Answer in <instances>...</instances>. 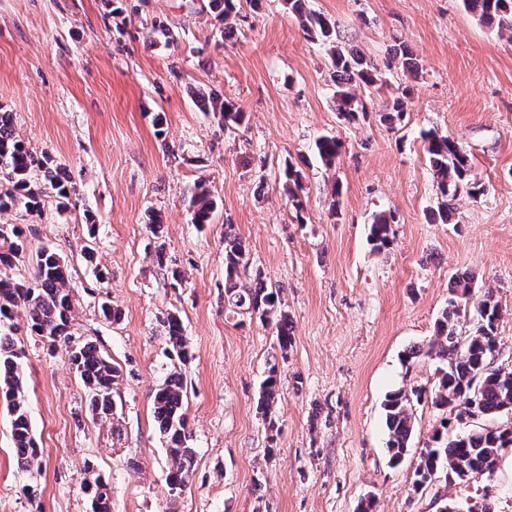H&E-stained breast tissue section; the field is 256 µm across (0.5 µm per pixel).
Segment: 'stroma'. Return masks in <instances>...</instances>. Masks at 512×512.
I'll return each instance as SVG.
<instances>
[{"mask_svg": "<svg viewBox=\"0 0 512 512\" xmlns=\"http://www.w3.org/2000/svg\"><path fill=\"white\" fill-rule=\"evenodd\" d=\"M309 5L380 71L356 120L336 112L329 59L285 0L246 2L228 38L202 0H0V105L74 186L66 200L45 193L42 212L0 213L30 251L66 259L74 286L71 340L15 339L38 457L17 467L0 402V512H89L80 487L96 477L112 512H357L368 497L373 512H435L439 493L512 512V448L492 480L417 490L418 454L443 415L427 400L414 406L410 452L393 468L383 410L390 391L433 387L435 360L408 368L403 358L433 341L458 273L475 272L499 301L497 363L512 368V35L482 26L461 0ZM398 45L418 58L417 77L404 75ZM401 93L407 110L391 130L377 112ZM201 94L234 100L245 123L225 129L196 106ZM429 128L463 145L485 187L457 196L445 224L429 221L438 203L421 138ZM323 135L344 144L330 168L313 154ZM288 160L304 174L299 212L282 188ZM201 180L217 201L203 226L189 209ZM380 210L393 213L395 237L379 252L368 232ZM155 220L158 240L147 229ZM228 223L292 322L274 438L258 398L280 351L273 326L225 300ZM159 242L180 287L153 259ZM105 303L119 321L104 318ZM170 313L185 329L184 363L163 334ZM83 341L119 370L113 420L88 412L70 361ZM177 365L196 450L180 491L168 485L153 418V393Z\"/></svg>", "mask_w": 512, "mask_h": 512, "instance_id": "35a3bbf8", "label": "stroma"}]
</instances>
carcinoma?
Returning <instances> with one entry per match:
<instances>
[{
	"mask_svg": "<svg viewBox=\"0 0 512 512\" xmlns=\"http://www.w3.org/2000/svg\"><path fill=\"white\" fill-rule=\"evenodd\" d=\"M288 9L300 21L303 31L327 46L329 60L336 73L334 103L336 111L346 119L356 118L367 111L362 90L375 85L381 76L377 68L363 56L336 45L337 32L322 14L312 10L309 0H286ZM464 9L474 14L480 23L499 33L512 31V0H462ZM241 0H207L203 10L219 24L225 37L233 34L232 20L239 16ZM202 108L220 116L224 127L243 124L246 113L226 98L200 97ZM406 109L402 97H396L380 113L388 125L400 120ZM342 144L334 136L323 135L315 140L314 149L322 165L331 167L340 154ZM425 151L436 177L437 194L441 202L432 212L433 221H448V202L464 192L471 198L483 194V185L472 174L469 157L461 144L437 130L425 134ZM40 173L43 187H48L62 198L72 192L69 179L52 163L49 156H37L14 130L13 113L0 106V212L21 205L30 212L42 208V187L32 186L33 172ZM285 187L296 212L303 210L297 190L302 172L288 164L283 170ZM217 203L211 190L204 184L195 187L190 197L192 222L211 223ZM394 217L380 212L369 227V240L376 250L387 248L394 237ZM27 252L22 230L15 224L0 225V265L10 266ZM249 250L245 242L232 233V225L224 231V294L234 309L256 315L272 324L282 357H287L292 342L291 323L282 308L280 289L268 283L261 272H256L250 285L239 284L240 272L249 267ZM478 278L473 273L455 275L450 281L448 306L435 321V340L423 348H411L405 363L413 366L424 357L442 362L438 380L431 393L421 389H397L386 395L383 402L387 439L386 453L392 464L401 463L411 448L414 435V403L430 397L434 408L454 416L461 424L468 419L496 418L512 412V369L495 366L493 352L498 345V326L502 317L499 301L491 291L476 295ZM73 287L68 264L50 247L36 254L34 283L25 284L0 278V323L10 321L15 309L27 313V329L49 339H70ZM471 318L474 327L462 334L461 320ZM19 331L10 325V332L0 333V393L4 394L11 417V431L20 469L28 470L37 459V446L32 436L27 405L22 394L19 365L20 351L12 334ZM165 336L180 360L186 359V342L181 319L170 314L165 321ZM71 361L88 392V410L98 418L113 414L112 385L116 370L97 346L87 342L71 350ZM281 372L277 365L268 368V375L259 391V407L268 414L279 397ZM153 416L159 432L166 439L171 457L168 484L177 490L187 483L195 450L189 445L190 432L184 412V385L178 372L169 374L153 397ZM512 447V422L491 424L478 429L448 434V423L435 432L420 450L414 471V486H429L437 479L448 483L464 481L473 476L492 478L500 453ZM81 491L91 499L92 512H111L108 485L100 479L83 483ZM436 512H448L452 506L460 512H494L489 504L476 507L470 503L450 501L435 495Z\"/></svg>",
	"mask_w": 512,
	"mask_h": 512,
	"instance_id": "cac0c4a2",
	"label": "carcinoma"
}]
</instances>
